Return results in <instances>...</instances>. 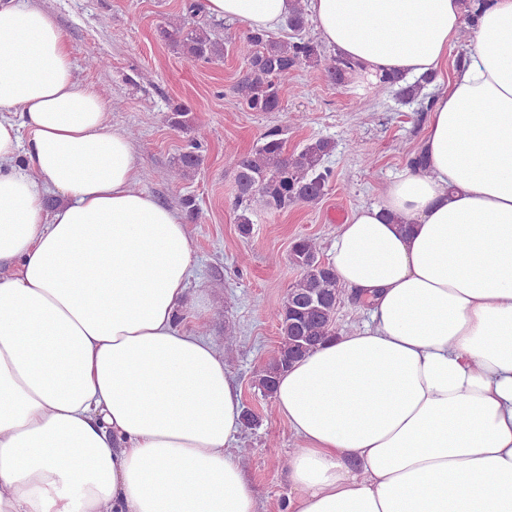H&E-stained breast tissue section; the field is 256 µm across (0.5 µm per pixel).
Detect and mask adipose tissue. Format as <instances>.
Wrapping results in <instances>:
<instances>
[{"instance_id":"1","label":"adipose tissue","mask_w":512,"mask_h":512,"mask_svg":"<svg viewBox=\"0 0 512 512\" xmlns=\"http://www.w3.org/2000/svg\"><path fill=\"white\" fill-rule=\"evenodd\" d=\"M277 31L293 0H205ZM370 79L437 70L462 0H306ZM407 171L339 226L360 328L282 373L289 512H512V0L479 10ZM38 0H0V512H256L241 396L178 324L194 250Z\"/></svg>"}]
</instances>
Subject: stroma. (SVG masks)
Listing matches in <instances>:
<instances>
[{
    "instance_id": "1",
    "label": "stroma",
    "mask_w": 512,
    "mask_h": 512,
    "mask_svg": "<svg viewBox=\"0 0 512 512\" xmlns=\"http://www.w3.org/2000/svg\"><path fill=\"white\" fill-rule=\"evenodd\" d=\"M47 7L70 41L79 80L107 101L114 129L133 132L140 188L178 211L183 199L195 203L194 216L185 220L195 263L179 320L203 330L223 351L242 407L255 416L237 445L245 450L240 460L257 512H285L288 463L298 442L255 377L279 342L267 311L283 303L299 277L288 262L291 243L311 236L328 254L340 220L359 204L381 202L387 185L407 170L430 114L403 99L398 88L379 93L359 75L336 85L321 66L290 76L294 90L281 111H250L233 90L245 68L236 44L247 28L209 15L204 0H47ZM185 20L222 39L223 58L193 62L159 37L160 27ZM91 56L107 58L109 67L89 68ZM177 105L193 113L198 130L171 127L168 116ZM272 127L282 130L291 150L312 138L333 139L336 148L326 164L334 180L313 204L279 212L252 203V232L244 236L234 205L235 176L224 157L250 150ZM194 141L202 156L197 172L169 181V169ZM364 149L373 166L362 163Z\"/></svg>"
}]
</instances>
